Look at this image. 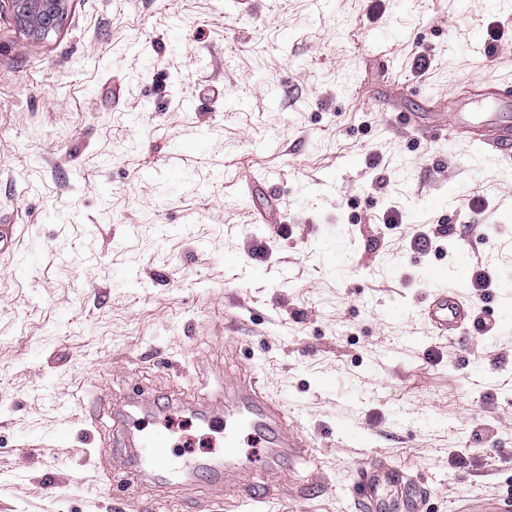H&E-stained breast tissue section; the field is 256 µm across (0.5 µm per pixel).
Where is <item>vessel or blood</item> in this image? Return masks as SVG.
<instances>
[{"label":"vessel or blood","mask_w":512,"mask_h":512,"mask_svg":"<svg viewBox=\"0 0 512 512\" xmlns=\"http://www.w3.org/2000/svg\"><path fill=\"white\" fill-rule=\"evenodd\" d=\"M448 126L477 143L482 158L512 160V116L498 112H457ZM432 291L421 310L425 322L436 336L449 337L473 320L471 306L460 293L448 287L444 269H435ZM126 433L134 448L132 463L136 469L157 472L164 482H171L177 471L189 467V460L170 453V433L157 427L145 431L140 418L123 412ZM199 420L224 434V463L209 466L213 481H220L223 469L243 467L242 447L269 448L272 459L281 456H307L304 438L291 432L281 404L265 399L253 389L236 393L231 406L224 411H202ZM354 491L361 512H422V504L430 493L424 483L414 481L402 471L384 463L362 467L357 473Z\"/></svg>","instance_id":"1"}]
</instances>
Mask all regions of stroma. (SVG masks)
Here are the masks:
<instances>
[{
  "label": "stroma",
  "mask_w": 512,
  "mask_h": 512,
  "mask_svg": "<svg viewBox=\"0 0 512 512\" xmlns=\"http://www.w3.org/2000/svg\"><path fill=\"white\" fill-rule=\"evenodd\" d=\"M235 10L68 0L36 43L0 0V512H360L365 461L428 485L423 512L511 501L512 328L451 341L420 310L426 269L462 248L504 274L480 311L512 299V162L395 115L483 111L471 89L512 82V0ZM468 193L484 213L436 206ZM393 207L388 235L374 219ZM442 219L466 235L409 247ZM228 381L282 402L311 458L248 462L224 492L127 468L113 407L160 406L216 459L193 413ZM259 480L272 504L234 498Z\"/></svg>",
  "instance_id": "35a3bbf8"
}]
</instances>
